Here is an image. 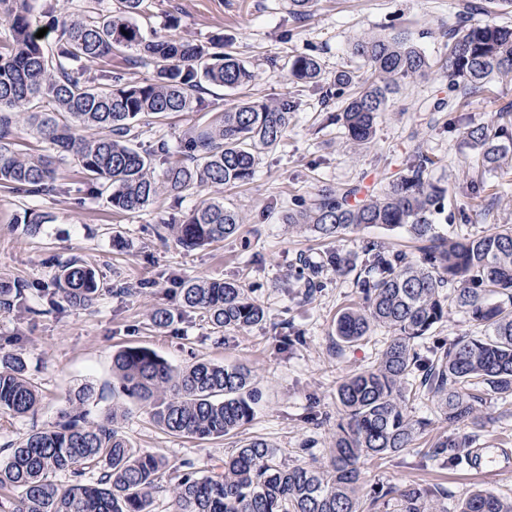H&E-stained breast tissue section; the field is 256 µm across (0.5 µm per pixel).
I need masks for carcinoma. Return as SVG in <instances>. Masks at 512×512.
Here are the masks:
<instances>
[{
	"instance_id": "carcinoma-1",
	"label": "carcinoma",
	"mask_w": 512,
	"mask_h": 512,
	"mask_svg": "<svg viewBox=\"0 0 512 512\" xmlns=\"http://www.w3.org/2000/svg\"><path fill=\"white\" fill-rule=\"evenodd\" d=\"M146 0H77L69 18L36 7L37 0H0L8 34L0 38V188L25 198L66 193L57 164L72 158L88 200L104 199L116 212H138L167 195L176 200L193 188L240 186L251 181L258 155L276 147L290 123L287 101L243 100L212 122L188 129L179 150L159 138L139 146L141 125L158 124L173 112H197L210 87L234 92L254 78L237 52L224 50L218 35L207 45L191 39L146 34L136 17ZM511 9L512 0L466 3L463 12L490 14ZM59 32L51 45L38 30ZM441 68L452 85L476 92L494 76L512 73V28L492 20L446 32ZM136 52V63L152 75L127 81L108 68L112 56ZM352 57L367 67L361 77L351 69L336 72L334 82L351 89L341 113L352 140L367 144L391 95L432 68L429 58L405 33L356 39ZM99 69L90 71L83 63ZM289 78L300 88L317 86L323 68L318 57L298 54L288 60ZM512 110L497 122L468 129L466 137L482 165L494 170L508 157ZM51 146L52 154L15 148L21 130ZM164 168L155 176L156 165ZM437 161L424 152L388 183L382 195L350 204L359 188L319 190L311 206L286 215L285 223L303 224L322 238L348 229L403 228L418 243L421 256L369 240L359 287L366 306L350 307L336 321L340 343L352 346L384 327L393 336L375 363L339 384L341 406L336 442L323 467L290 465L281 449L263 439L242 443L224 456V469L187 470L172 492L177 512H372L379 497L395 501L393 512H448L436 489L407 487L382 491L363 502L360 464L410 447L424 420L407 413V392L435 400L452 428L476 423V405L485 389L512 395V225L497 231L447 239L436 231L439 200L446 189L428 180ZM14 223L29 236L42 233L49 217L26 207ZM242 224L239 213L210 197L176 222H163L157 235L176 239L187 249L220 243ZM342 271L347 259L333 253L310 262L308 285L324 266ZM50 306L87 308L99 297L101 279L79 258L58 265ZM485 327L481 336H460L433 347L425 357L414 349L448 317V296ZM30 285L0 282V311L28 304ZM503 301L490 304L486 295ZM180 313H198L213 332L248 330L266 319L265 309L240 284L224 279L184 281ZM112 411L99 421L82 413L53 429L33 432L0 459V490L16 492L12 512H153L157 480L165 462L142 452L123 434L124 398L140 402L151 420L168 433L216 439L236 432L255 415L259 393L250 371L199 359L183 368L144 346H126L112 357ZM41 402L20 352L0 355V413L24 416ZM459 442L440 437L432 455L460 464ZM63 474L68 484L53 477ZM457 512H512V499L481 490L457 506Z\"/></svg>"
}]
</instances>
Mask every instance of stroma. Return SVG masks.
Returning a JSON list of instances; mask_svg holds the SVG:
<instances>
[{"instance_id":"1","label":"stroma","mask_w":512,"mask_h":512,"mask_svg":"<svg viewBox=\"0 0 512 512\" xmlns=\"http://www.w3.org/2000/svg\"><path fill=\"white\" fill-rule=\"evenodd\" d=\"M463 2L317 0L312 11L296 21L288 12V0H149L147 13L138 19L141 27L164 34L174 16L178 35L196 42L224 34L233 39L255 80L236 92L212 88L202 111L169 115L163 124L145 128L143 142L161 136L177 145L188 126L207 124L247 98L288 100L295 110L281 143L259 155L250 183L192 191L178 206L163 196L133 214L113 212L102 200L77 205L81 182L74 163L67 162L58 167L66 193L33 203L53 221L31 237L13 224L14 215L31 203L0 190V276L33 283L28 303L39 310L35 316L22 309L0 313V351L24 353L29 376L42 391L35 412L21 417L0 414V450L8 451L29 433L56 425L86 384L98 393L97 401L87 407L89 419L104 418L112 407V357L123 347L139 345L175 366L194 357L247 366L261 393L251 423L235 436L213 440L169 434L139 404L126 401L123 431L135 448L166 463L154 512H175L169 487L176 468L186 462L198 469L220 467L225 455L246 440L274 444L292 464H326L336 439L338 384L371 366L390 339L387 329L377 327L354 346L336 343L340 313L364 303L357 283L363 245L375 238L413 259L420 252L402 229H350L324 240L305 227L285 223L284 217L310 204L324 187L355 185L361 197L380 195L390 177L422 151L437 160L429 179L447 189L436 219L440 234L477 236L512 225V177L485 168L466 139L468 128L493 123L500 108L512 105V73L496 76L485 91L466 94L452 87L444 71L433 69L390 98L371 142L360 145L340 122L318 111L316 92H299L290 83L288 60L298 53L320 59L321 85L332 92V110L337 112L344 99L334 94L333 80L338 70L355 66L350 49L358 37L406 31L436 61L445 55L444 32L457 24ZM271 57L277 58V66L268 65ZM216 194L240 213L243 223L237 235L194 250L172 239H157L156 224L181 218ZM331 252L346 255L351 268L340 275L325 268L317 287L302 295L301 259L319 261ZM73 257L93 266L108 290L86 310L49 309L45 293L52 274ZM193 278L250 286L265 307L266 321L246 331L217 334L203 317L188 313L166 327L154 326L152 310L176 309L180 281ZM482 331L464 309L452 304L447 318L419 347L424 350L438 341ZM408 408L413 419H428V426L411 447L365 462L363 493L435 485L447 492L452 507L476 490L512 497V395L483 392L479 412L487 423L477 433L464 422L449 429L430 399L410 401ZM450 433L463 447L476 446L494 455L498 468H448L430 460L429 448Z\"/></svg>"}]
</instances>
